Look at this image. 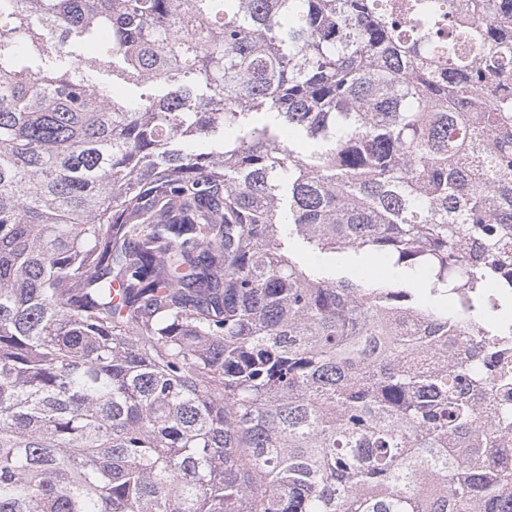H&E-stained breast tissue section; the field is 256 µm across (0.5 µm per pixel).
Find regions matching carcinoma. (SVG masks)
I'll return each instance as SVG.
<instances>
[{
  "mask_svg": "<svg viewBox=\"0 0 512 512\" xmlns=\"http://www.w3.org/2000/svg\"><path fill=\"white\" fill-rule=\"evenodd\" d=\"M510 22L0 0V512H512L496 351L452 360L512 279ZM310 260L318 265H330L335 263L336 268L345 274H354L366 268L371 271L376 279L389 278L393 275L392 270L381 259L369 258L364 254L354 252L336 257V260H332L330 257L323 254L313 253L310 255Z\"/></svg>",
  "mask_w": 512,
  "mask_h": 512,
  "instance_id": "obj_1",
  "label": "carcinoma"
}]
</instances>
